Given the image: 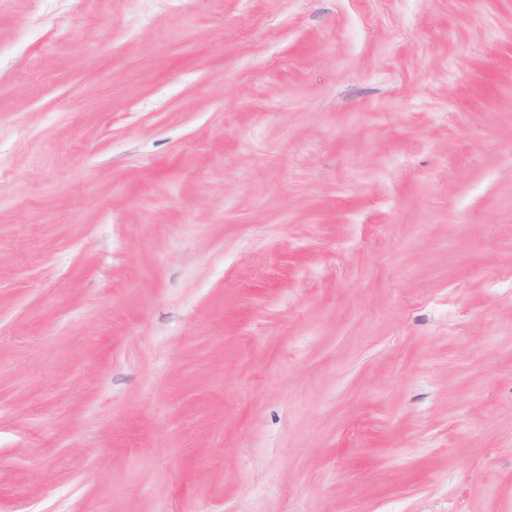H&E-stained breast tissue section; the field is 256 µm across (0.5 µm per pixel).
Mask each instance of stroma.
Instances as JSON below:
<instances>
[{
	"label": "stroma",
	"instance_id": "stroma-1",
	"mask_svg": "<svg viewBox=\"0 0 512 512\" xmlns=\"http://www.w3.org/2000/svg\"><path fill=\"white\" fill-rule=\"evenodd\" d=\"M0 512H512V0H0Z\"/></svg>",
	"mask_w": 512,
	"mask_h": 512
}]
</instances>
